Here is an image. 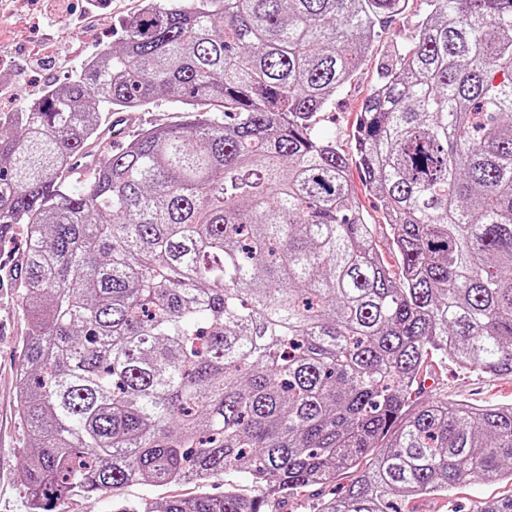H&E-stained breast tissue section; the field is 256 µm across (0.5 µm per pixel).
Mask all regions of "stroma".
Masks as SVG:
<instances>
[{
  "mask_svg": "<svg viewBox=\"0 0 512 512\" xmlns=\"http://www.w3.org/2000/svg\"><path fill=\"white\" fill-rule=\"evenodd\" d=\"M140 8L141 0H59L58 11L49 16L42 10V0H0V86L10 91L9 96L0 97V112L17 110L39 97L46 87L65 82L86 57L118 41ZM424 10L423 0H407L400 16L380 23L372 52L327 111L317 118L315 131L320 138L335 143L345 154H352L361 106L380 83L385 66L407 48ZM47 40L54 46L52 59L33 64L31 57L35 49ZM183 119L181 105L161 98L137 113L127 136L117 140L107 138L103 144L118 152L126 147L131 136ZM356 197L368 223L376 227L380 256L391 273H398L399 260L381 200L361 185L356 188ZM25 247L26 233L20 228L0 242V512H28L26 492L17 478L27 433L20 424L15 399L27 320L21 309V290L10 278ZM427 366L425 385L413 392L412 403L446 399L479 406L512 404L510 376L492 377L436 357L429 358ZM355 476V470H343L332 483L312 486L284 499L267 496L263 489L246 482L235 471L226 472L224 480L238 485L244 495L264 500L265 512H318L322 502L341 496ZM509 495H512V483L477 480L457 485L445 496L406 499L400 510L475 512L481 503Z\"/></svg>",
  "mask_w": 512,
  "mask_h": 512,
  "instance_id": "35a3bbf8",
  "label": "stroma"
}]
</instances>
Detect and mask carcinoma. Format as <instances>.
Wrapping results in <instances>:
<instances>
[{"mask_svg":"<svg viewBox=\"0 0 512 512\" xmlns=\"http://www.w3.org/2000/svg\"><path fill=\"white\" fill-rule=\"evenodd\" d=\"M405 0H143L123 39L0 114V240L25 225L17 400L29 512L194 483L113 512H262L358 475L320 512L512 478V404L406 410L437 354L512 376V0H425L360 111L361 180L313 122ZM191 120L103 150V107ZM366 467H360L363 460ZM476 512H512V495ZM356 475L357 471L354 469L343 470L336 474V481L332 483L312 486L305 489L298 496L284 499L276 496L273 499L263 489L246 482L243 476L235 471L224 473V482L219 481V483L236 484L244 495L264 499L266 505L262 510L266 512H317L322 502L341 496L345 487L351 483ZM121 493L124 499L131 501L141 498L156 500L171 496L191 498L196 495L197 488L192 484L175 485L168 488H155L149 485L133 484L126 486Z\"/></svg>","mask_w":512,"mask_h":512,"instance_id":"obj_1","label":"carcinoma"}]
</instances>
